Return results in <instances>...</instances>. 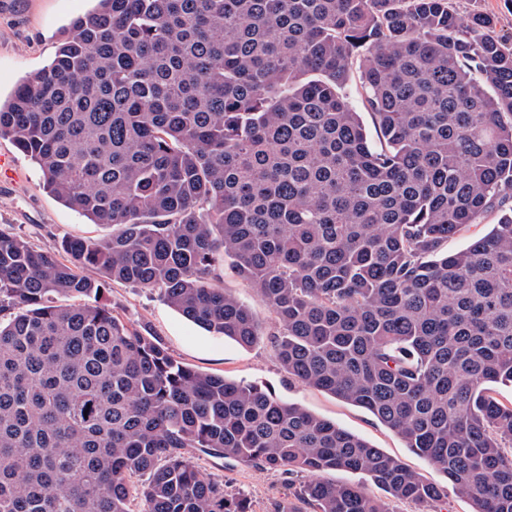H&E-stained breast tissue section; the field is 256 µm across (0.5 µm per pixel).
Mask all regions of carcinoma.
Returning <instances> with one entry per match:
<instances>
[{
	"mask_svg": "<svg viewBox=\"0 0 512 512\" xmlns=\"http://www.w3.org/2000/svg\"><path fill=\"white\" fill-rule=\"evenodd\" d=\"M0 138L117 227L65 261L0 232V512H249L190 448L310 474L274 512H388L336 470L447 495L102 302L108 280L156 288L249 346L256 317L211 285L222 255L276 314L288 377L369 411L472 512H512V40L489 21L449 0H96L0 102ZM497 217L494 214L488 215L481 224H472L459 235L448 240V251L455 252L466 247L472 240L484 236L491 229V224H495Z\"/></svg>",
	"mask_w": 512,
	"mask_h": 512,
	"instance_id": "cac0c4a2",
	"label": "carcinoma"
}]
</instances>
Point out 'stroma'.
<instances>
[{"mask_svg":"<svg viewBox=\"0 0 512 512\" xmlns=\"http://www.w3.org/2000/svg\"><path fill=\"white\" fill-rule=\"evenodd\" d=\"M93 6V0H0L1 100H8L21 80L49 64L72 22ZM453 6L464 17H490L495 36L512 37V0H453ZM3 151L14 153L21 177L13 183L0 182L1 232L23 237L35 250L55 253L69 239L111 236V225L92 223L48 193L40 170L24 155L15 154L10 141L0 139ZM214 285L250 307L264 328L261 340L245 347L212 335L169 307L156 289L111 282L106 286L104 301L123 322L156 337L183 365L269 388L278 397L301 405L398 458L426 481L445 484L442 472L413 453L396 432L367 410L288 378L271 342L278 330L277 317L253 285L238 275L232 259L221 261ZM190 455L209 479L223 485L227 495L245 498L251 512H273L275 502L288 498L308 480L304 473L290 475L224 460L195 448Z\"/></svg>","mask_w":512,"mask_h":512,"instance_id":"obj_1","label":"stroma"}]
</instances>
